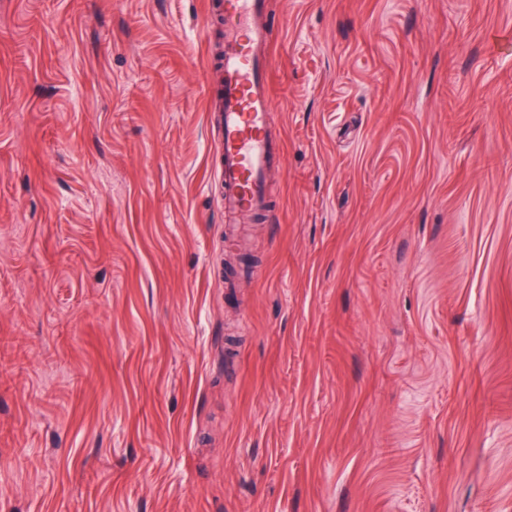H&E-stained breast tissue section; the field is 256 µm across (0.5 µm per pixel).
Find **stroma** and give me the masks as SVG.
<instances>
[{
  "label": "stroma",
  "mask_w": 512,
  "mask_h": 512,
  "mask_svg": "<svg viewBox=\"0 0 512 512\" xmlns=\"http://www.w3.org/2000/svg\"><path fill=\"white\" fill-rule=\"evenodd\" d=\"M207 2L0 0V512H512V0H268L245 250Z\"/></svg>",
  "instance_id": "1"
}]
</instances>
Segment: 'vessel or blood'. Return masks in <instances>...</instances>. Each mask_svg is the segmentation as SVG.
<instances>
[{"mask_svg": "<svg viewBox=\"0 0 512 512\" xmlns=\"http://www.w3.org/2000/svg\"><path fill=\"white\" fill-rule=\"evenodd\" d=\"M209 10L224 21L222 76L217 107L208 119L216 131L218 178L224 214L235 224L267 215V177L282 165V148L268 125L272 110V55L265 0H211Z\"/></svg>", "mask_w": 512, "mask_h": 512, "instance_id": "obj_1", "label": "vessel or blood"}]
</instances>
